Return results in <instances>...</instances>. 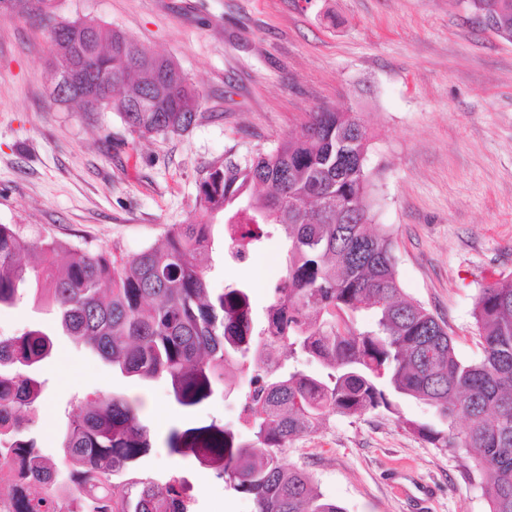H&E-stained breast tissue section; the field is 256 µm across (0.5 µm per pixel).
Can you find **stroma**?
Returning a JSON list of instances; mask_svg holds the SVG:
<instances>
[{"mask_svg": "<svg viewBox=\"0 0 512 512\" xmlns=\"http://www.w3.org/2000/svg\"><path fill=\"white\" fill-rule=\"evenodd\" d=\"M91 18L172 60L198 89L201 119L186 132L141 136L117 113L50 101V23ZM350 108L370 136L373 227L390 236L403 291L446 322L458 357L480 358L473 316L480 288L512 276V41L485 30L460 0H54L49 20L0 6V224L24 237L133 254L188 223L212 166L273 151L312 112ZM212 287L254 282L255 315L271 300L285 258L280 238L256 261L224 255L212 228ZM53 326L33 293L0 311V336ZM49 416L43 451L57 444L70 403L99 391H145L153 447L138 470L180 472L195 512H253L215 465L171 452L170 428H237L239 392L193 411L169 385L141 386L68 337L45 364ZM397 414L332 416L284 455L344 512H489L475 463L437 448L400 418L444 428L436 410L401 397Z\"/></svg>", "mask_w": 512, "mask_h": 512, "instance_id": "obj_1", "label": "stroma"}]
</instances>
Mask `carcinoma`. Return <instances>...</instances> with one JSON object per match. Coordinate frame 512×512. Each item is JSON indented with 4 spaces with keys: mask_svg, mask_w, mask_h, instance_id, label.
<instances>
[{
    "mask_svg": "<svg viewBox=\"0 0 512 512\" xmlns=\"http://www.w3.org/2000/svg\"><path fill=\"white\" fill-rule=\"evenodd\" d=\"M466 2L495 16V34L512 41V0ZM47 37L53 81L68 70L84 82L67 100L81 111H114L141 136L182 133L198 120L200 94L183 72L122 30L79 18L53 25ZM368 145L355 111L321 109L274 151L212 167L199 184L195 219L170 225L160 242L131 255L28 240L0 224V310L36 283L38 304L76 345L125 377L169 382L186 410L221 390L226 371H238L246 436L213 422L172 429L166 442L178 452L184 439L206 432L198 451L224 460L216 477L251 497L254 512H343L282 455L331 415L395 412L396 395L436 409L447 429L412 420L405 428L473 455L490 512H512V277L480 290L482 356L461 360L447 325L404 298L392 241L372 229ZM218 215L238 232L228 237L234 259L276 232L288 242L286 274L261 320L248 285L211 287ZM60 251L69 254L62 266ZM363 311L376 320L360 330ZM53 349L39 324L0 337V448L21 449L38 480L63 474L82 512H178L182 478L159 484L134 473L152 448L139 398L101 393L78 403L59 434L62 466L43 453L33 425ZM281 349L298 363L283 367ZM458 420L467 427L456 430ZM25 512H55V497L41 494Z\"/></svg>",
    "mask_w": 512,
    "mask_h": 512,
    "instance_id": "carcinoma-1",
    "label": "carcinoma"
}]
</instances>
